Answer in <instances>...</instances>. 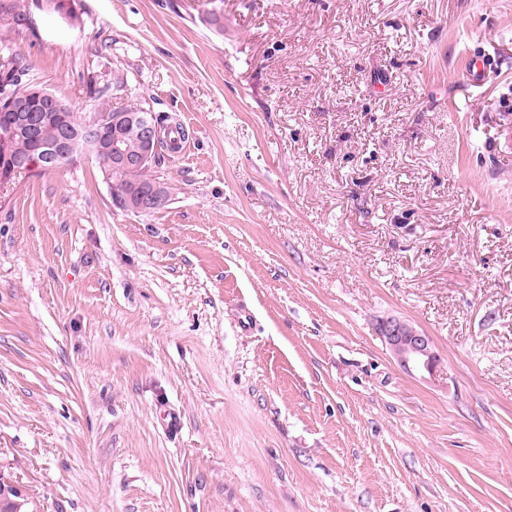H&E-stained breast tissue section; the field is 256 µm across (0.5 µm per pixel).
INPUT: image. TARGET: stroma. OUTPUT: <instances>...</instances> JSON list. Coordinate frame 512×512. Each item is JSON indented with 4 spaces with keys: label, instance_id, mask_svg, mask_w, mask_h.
<instances>
[{
    "label": "stroma",
    "instance_id": "1",
    "mask_svg": "<svg viewBox=\"0 0 512 512\" xmlns=\"http://www.w3.org/2000/svg\"><path fill=\"white\" fill-rule=\"evenodd\" d=\"M75 8L0 50L78 115L104 86L186 141L147 215L88 154L0 186L25 512H512V0ZM381 337L401 367L408 371L432 373L438 358L430 338L398 319L381 324Z\"/></svg>",
    "mask_w": 512,
    "mask_h": 512
}]
</instances>
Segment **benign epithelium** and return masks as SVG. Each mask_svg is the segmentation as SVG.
<instances>
[{"mask_svg":"<svg viewBox=\"0 0 512 512\" xmlns=\"http://www.w3.org/2000/svg\"><path fill=\"white\" fill-rule=\"evenodd\" d=\"M136 122L141 128V142L135 153L128 151L119 138L108 135L105 125L96 121L80 120L63 128L59 139L51 144L41 146L40 168L51 172L58 170L69 162L75 146L82 140L89 147L90 154L102 169H128L142 166L153 160L162 138V127L156 121L153 112H119L112 122ZM35 124L27 112L16 114L14 124L0 132V159L9 161L8 174L27 173L32 164L25 160L11 158L10 147L12 135L19 132L34 133ZM136 198V211L149 214L163 206L166 202L164 187L156 183L143 189L137 194L120 192L112 188V199L126 200ZM381 335L393 356L401 367L408 371L433 372L438 358L433 350L430 338L417 331L409 324L398 320L388 319L381 324Z\"/></svg>","mask_w":512,"mask_h":512,"instance_id":"7a95c632","label":"benign epithelium"}]
</instances>
